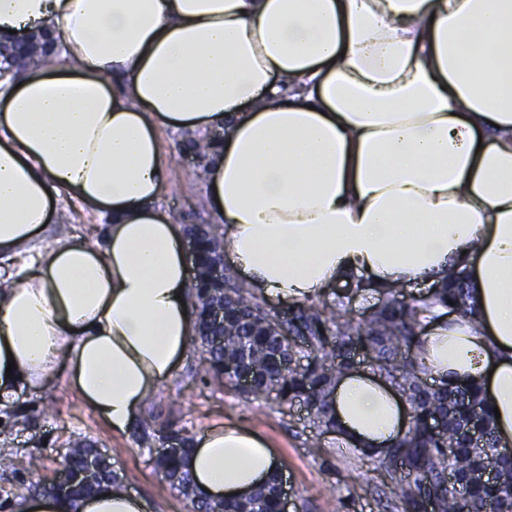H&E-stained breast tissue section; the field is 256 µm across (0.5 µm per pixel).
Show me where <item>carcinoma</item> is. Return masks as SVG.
I'll list each match as a JSON object with an SVG mask.
<instances>
[{
  "mask_svg": "<svg viewBox=\"0 0 512 512\" xmlns=\"http://www.w3.org/2000/svg\"><path fill=\"white\" fill-rule=\"evenodd\" d=\"M215 139H190L188 149L197 159L198 170H204L208 152L219 147ZM220 248L217 238L196 242L198 258L209 259ZM364 280L353 276L345 282L336 300L313 299L288 308V320L277 327L263 300L251 293L232 274L224 276V341L196 336L203 353L205 376L219 386H235L238 372L232 365L247 357L244 370L257 377L258 387L251 395L260 399L276 393L281 405L307 403L310 421L327 432L336 426L327 401L336 377L350 368L349 351L364 347L373 354V370L406 393L412 402L408 432L398 444L378 457V463L391 479V493L397 512H415L424 497L430 498L432 512H508L512 508V459H496L497 482L472 487L463 498L448 486L447 471L465 473L481 459L480 452L462 433L470 417L471 407L479 410L488 435H493L489 411L479 386L469 385V403L454 400V392L438 386L421 388L417 354L428 324L441 307L472 310L466 274L460 270L448 281L433 289L428 297L409 301L399 298V290L384 289L381 299L366 316L350 314L347 303L363 288ZM197 319L205 315L209 285L195 281L192 285ZM439 417L442 432L430 433L428 420ZM92 448L83 440L68 448L65 466L73 482L70 498L90 495L95 488L82 484L79 474ZM180 456L158 458L157 467L164 478L186 499L194 512H237V505L224 503L218 507L195 498L191 479L179 468Z\"/></svg>",
  "mask_w": 512,
  "mask_h": 512,
  "instance_id": "cac0c4a2",
  "label": "carcinoma"
}]
</instances>
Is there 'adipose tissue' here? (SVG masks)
<instances>
[{
	"label": "adipose tissue",
	"instance_id": "1",
	"mask_svg": "<svg viewBox=\"0 0 512 512\" xmlns=\"http://www.w3.org/2000/svg\"><path fill=\"white\" fill-rule=\"evenodd\" d=\"M51 31L58 60L0 78V399L66 370L127 431L194 334L158 132L224 137L203 177L224 256L281 303L351 275L381 288L469 274L473 311L439 317L418 356L478 384L512 446V0H0V34ZM107 217L103 244L40 236L60 190ZM337 439L379 454L402 397L338 376ZM199 497L282 473L257 433L209 428L180 461ZM122 484L14 512H143Z\"/></svg>",
	"mask_w": 512,
	"mask_h": 512
}]
</instances>
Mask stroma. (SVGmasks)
I'll use <instances>...</instances> for the list:
<instances>
[{
	"label": "stroma",
	"instance_id": "35a3bbf8",
	"mask_svg": "<svg viewBox=\"0 0 512 512\" xmlns=\"http://www.w3.org/2000/svg\"><path fill=\"white\" fill-rule=\"evenodd\" d=\"M162 147L172 162L171 178L157 205L178 224H211L205 187L195 163L186 156L185 134L165 129ZM103 217L80 211L68 195L46 233L101 242ZM235 423L264 437L284 464L289 512H396L390 479L371 458L340 444L335 434L314 427L304 409L280 405L275 396L254 399L206 380L201 353L189 346L171 377L146 403L132 428L115 434L84 405L66 374L44 387L0 400V512H13L17 498L38 492L52 480L58 463L77 439L111 455L114 471L129 493L143 500L145 512H190L191 505L156 468L162 446L159 430L197 437L214 425ZM320 452H312L311 443ZM39 458V470L30 467Z\"/></svg>",
	"mask_w": 512,
	"mask_h": 512
}]
</instances>
